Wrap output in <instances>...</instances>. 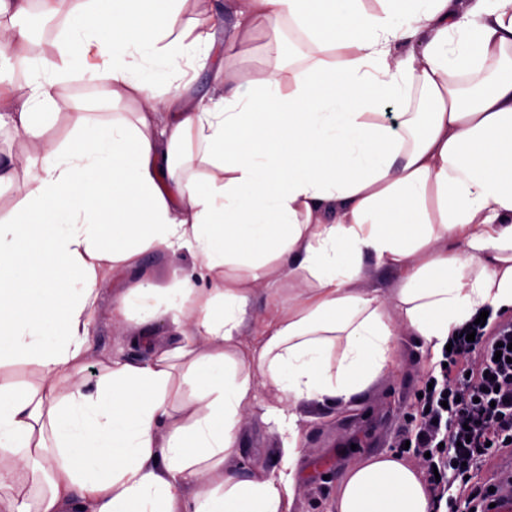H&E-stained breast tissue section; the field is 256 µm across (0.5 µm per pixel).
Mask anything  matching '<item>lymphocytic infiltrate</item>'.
<instances>
[{"instance_id":"f902f5d3","label":"lymphocytic infiltrate","mask_w":512,"mask_h":512,"mask_svg":"<svg viewBox=\"0 0 512 512\" xmlns=\"http://www.w3.org/2000/svg\"><path fill=\"white\" fill-rule=\"evenodd\" d=\"M474 341H467V334ZM442 379L424 390L416 406L412 456L435 497L450 488L442 476L441 451L457 462H470L487 447H506L512 439V328L506 321L492 326L466 323L457 331L450 352L444 353ZM465 364V373L452 366Z\"/></svg>"}]
</instances>
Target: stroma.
I'll return each instance as SVG.
<instances>
[{
    "label": "stroma",
    "mask_w": 512,
    "mask_h": 512,
    "mask_svg": "<svg viewBox=\"0 0 512 512\" xmlns=\"http://www.w3.org/2000/svg\"><path fill=\"white\" fill-rule=\"evenodd\" d=\"M91 349L82 375L92 381L119 345L112 324V293L98 298L90 323ZM400 363L396 373L379 377L358 399L342 411L333 405L304 407L301 431L300 471L304 476L290 512H333L339 480L346 468L364 458L395 451L400 434L414 428L413 407L430 374L439 372L430 352L421 350L412 337L399 343ZM266 391H258L242 433L248 453L276 466L280 434L276 423L264 420Z\"/></svg>",
    "instance_id": "obj_1"
}]
</instances>
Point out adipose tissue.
Segmentation results:
<instances>
[{
  "label": "adipose tissue",
  "instance_id": "ef3b65f1",
  "mask_svg": "<svg viewBox=\"0 0 512 512\" xmlns=\"http://www.w3.org/2000/svg\"><path fill=\"white\" fill-rule=\"evenodd\" d=\"M0 0V118L25 145L0 161V512H289L301 414L356 400L400 337L442 357L480 312L512 308V0ZM57 20L33 51V11ZM263 75L235 67L257 28ZM301 45L303 62L290 58ZM211 69L214 93L192 95ZM93 84L92 111L65 87ZM425 107L383 119L385 101ZM135 104L127 114L122 105ZM67 116L66 136L47 128ZM187 252L157 286L150 255ZM394 270L389 292L371 267ZM139 347L81 379L91 309ZM276 304L245 343L249 306ZM173 343L156 349L155 327ZM278 465L246 458L258 387ZM46 492L15 493L20 479ZM334 512H435L418 469L380 454L348 467Z\"/></svg>",
  "mask_w": 512,
  "mask_h": 512
}]
</instances>
